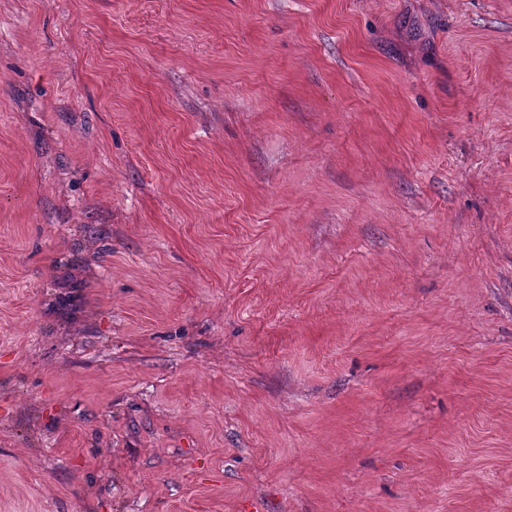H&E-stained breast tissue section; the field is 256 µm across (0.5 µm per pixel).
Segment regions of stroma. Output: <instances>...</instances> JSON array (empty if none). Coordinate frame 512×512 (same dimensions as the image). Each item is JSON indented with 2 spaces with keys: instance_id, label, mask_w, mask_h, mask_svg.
Segmentation results:
<instances>
[{
  "instance_id": "35a3bbf8",
  "label": "stroma",
  "mask_w": 512,
  "mask_h": 512,
  "mask_svg": "<svg viewBox=\"0 0 512 512\" xmlns=\"http://www.w3.org/2000/svg\"><path fill=\"white\" fill-rule=\"evenodd\" d=\"M0 512H512V0H0Z\"/></svg>"
}]
</instances>
